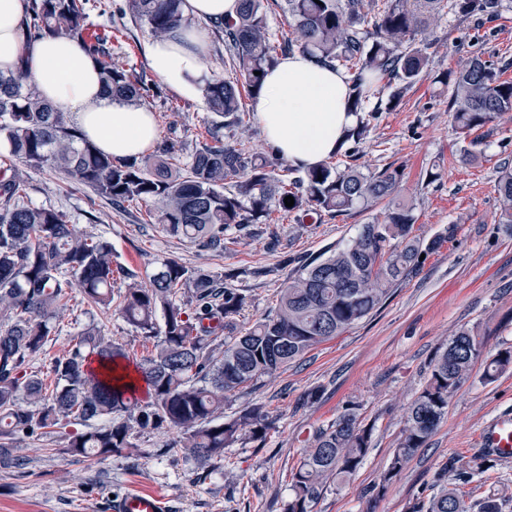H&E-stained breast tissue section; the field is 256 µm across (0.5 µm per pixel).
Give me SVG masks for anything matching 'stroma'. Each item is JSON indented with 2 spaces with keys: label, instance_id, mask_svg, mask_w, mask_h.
Returning <instances> with one entry per match:
<instances>
[{
  "label": "stroma",
  "instance_id": "1",
  "mask_svg": "<svg viewBox=\"0 0 512 512\" xmlns=\"http://www.w3.org/2000/svg\"><path fill=\"white\" fill-rule=\"evenodd\" d=\"M429 30L436 41L431 49L434 73L454 69L479 51L503 66L505 79L512 80V0H501L498 14L488 18L440 12ZM152 39L147 25L127 22L113 54L135 71H149L145 48ZM145 107L154 113L160 135L173 126L191 145L205 139L214 119L204 95L188 96L166 84ZM481 133L477 160L462 162L448 96L428 80L416 83L396 108L371 120L358 165L370 170L401 167L403 194L414 207V235L427 240L443 232L447 240L370 316L274 376L236 392L224 407L225 418L247 407L261 408L274 420L264 443L236 444L203 467L187 450L168 447V434L145 432L137 436L135 450L96 464L66 453L67 438L77 427L58 426L22 442V465L0 467V512H107L110 496L129 490L159 494L167 512H284L290 472L307 451L310 435L348 406L373 425L371 449L352 480L327 483L312 512H366L370 507L405 512L409 500L433 481L442 461L452 454L478 453L485 423L512 411V369L487 385L480 381L481 367H474L428 447L414 455L384 499L369 505L366 491L387 467L434 355L463 328L483 338L486 355L512 346V226L501 223L494 191L503 159L512 160V117H501ZM433 168L439 179L422 186V176ZM27 178L30 204L64 211L80 230L109 240L115 262L139 280H147L166 258L219 274L240 270L235 285L251 296L240 319L247 327L275 308L280 288L299 261L346 243L374 218L373 212L354 211L299 224L277 216L252 226L239 243L216 255L151 223L145 203L118 207L92 200L88 188L63 186L60 176L47 168L29 170ZM273 234L281 243L275 252L267 248ZM64 304L46 354L31 362L32 371H42L46 357L66 351L91 317L105 323L113 342L130 355L153 352L152 342L119 315H85L79 291L69 293ZM465 492L470 503L489 494L501 496L504 512H512V462L475 477Z\"/></svg>",
  "mask_w": 512,
  "mask_h": 512
}]
</instances>
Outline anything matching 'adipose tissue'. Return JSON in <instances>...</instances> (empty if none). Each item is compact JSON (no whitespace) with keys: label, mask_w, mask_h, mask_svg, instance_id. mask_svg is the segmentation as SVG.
I'll use <instances>...</instances> for the list:
<instances>
[{"label":"adipose tissue","mask_w":512,"mask_h":512,"mask_svg":"<svg viewBox=\"0 0 512 512\" xmlns=\"http://www.w3.org/2000/svg\"><path fill=\"white\" fill-rule=\"evenodd\" d=\"M27 0H0V73H23L103 151L116 157L142 154L158 136L152 112L107 96L95 60L76 42L43 38L27 44ZM149 66L167 84L193 95L205 83V36L180 27L146 47ZM343 74L294 52L282 57L263 81L256 117L266 141L298 168L335 153L357 121L348 107Z\"/></svg>","instance_id":"1"}]
</instances>
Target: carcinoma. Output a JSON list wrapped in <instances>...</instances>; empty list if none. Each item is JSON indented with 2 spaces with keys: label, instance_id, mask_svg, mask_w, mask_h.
<instances>
[{
  "label": "carcinoma",
  "instance_id": "1",
  "mask_svg": "<svg viewBox=\"0 0 512 512\" xmlns=\"http://www.w3.org/2000/svg\"><path fill=\"white\" fill-rule=\"evenodd\" d=\"M182 2L125 0L121 12L162 38L177 26L191 25ZM86 5L87 0H30L27 41H77L95 58L106 94L127 106L143 105L157 94L156 82L112 60V42L124 27L92 31ZM499 6L500 0H280L292 37L277 46L269 34L265 0H240L235 15L214 24L232 61L230 74L212 78L205 87L218 121L208 130V141L188 155L172 127L152 153L116 158L71 125L23 74H0V135L7 146L0 154V455L23 437L73 422L86 430L69 436L68 452L97 462L137 447L135 438L150 431H175L166 447L187 449L202 466L240 440L263 442L272 421L259 408L247 407L224 420V404L232 394L352 328L416 273L420 256L437 250L444 239L438 235L426 242L413 235V205L401 197L397 167L364 172L349 162L324 161L291 178L294 168L277 151L266 155L240 147L234 138L244 125L242 93L257 97L266 71L295 47L344 71L349 108L357 115L343 140L344 156L353 158L368 135L364 113L371 100L380 98L379 83L394 87L385 104L391 110L416 81L430 76V19L445 8L461 16H491ZM433 83L452 88L448 111L463 143L461 159L475 160L477 141L469 136L512 113V80L501 79L477 53L457 69L434 76ZM45 167L114 205L152 204L149 217L166 232L217 254L226 249V233L266 223L274 207L295 214L302 224L313 214L343 215L383 201L386 206L382 218L360 225L347 244L291 273L275 314L244 331L238 317L251 299L232 287L240 276L234 269L221 277L208 268L164 259L146 282L129 275L118 314L153 340L154 352L130 361L105 325L93 321L49 363L50 388L28 366L43 352L63 299L77 288L88 307H112L118 268L109 241L79 230L60 210L25 202V170ZM494 191L503 223L512 224V168L506 164ZM287 196L294 198L291 207L285 206ZM221 347L224 355L217 360L214 353ZM483 355V341L468 329L454 334L436 354L386 469L367 490L370 501L382 500L416 451L427 446ZM132 363L146 385L142 402L130 398L137 389L126 373ZM509 368L512 349L500 350L486 359L482 380L491 383ZM373 430L353 407L316 429L290 474L285 512H311L328 480L355 477ZM496 466L487 452L468 459L449 456L427 487L429 494L409 502L407 512H503L504 503L495 495L472 506L458 492ZM449 479L452 483L445 484Z\"/></svg>",
  "mask_w": 512,
  "mask_h": 512
}]
</instances>
